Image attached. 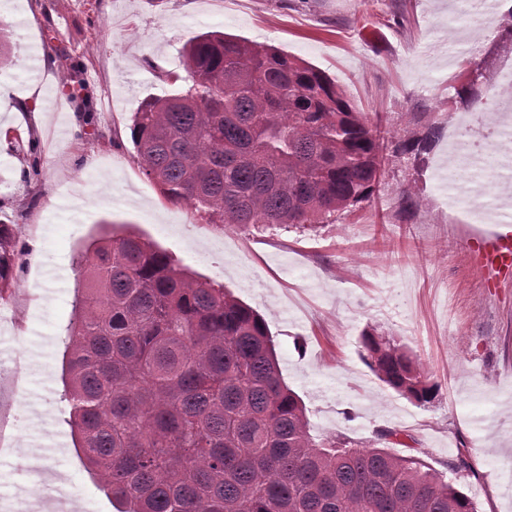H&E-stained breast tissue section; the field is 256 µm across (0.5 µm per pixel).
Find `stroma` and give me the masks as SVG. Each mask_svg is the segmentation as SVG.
<instances>
[{
	"instance_id": "1",
	"label": "stroma",
	"mask_w": 512,
	"mask_h": 512,
	"mask_svg": "<svg viewBox=\"0 0 512 512\" xmlns=\"http://www.w3.org/2000/svg\"><path fill=\"white\" fill-rule=\"evenodd\" d=\"M498 0H0L12 49L0 69V131H27L13 109L34 83L63 98L55 64L82 65L93 110L77 134L36 132L42 175L26 182L22 152L0 142V220L22 249L12 298L0 306V512H59L66 480L75 512H117L87 472L64 398L66 327L81 246L129 225L190 275L228 288L273 336L285 383L304 400L311 435L384 442L447 471L478 512H512V275L486 288L470 254L479 211L495 203L505 159L488 131L483 161L446 166L451 85L468 47L493 64L512 54L495 29ZM221 31L269 44L325 71L356 109L379 114L401 139L438 136L415 156L388 153L373 196L306 229L210 224L165 201L141 174L131 140L141 103L171 93L192 36ZM414 187L415 208L399 193ZM394 339L438 386L421 407L364 361L367 329ZM23 356L26 375L15 378Z\"/></svg>"
}]
</instances>
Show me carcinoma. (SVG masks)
I'll return each mask as SVG.
<instances>
[{"mask_svg": "<svg viewBox=\"0 0 512 512\" xmlns=\"http://www.w3.org/2000/svg\"><path fill=\"white\" fill-rule=\"evenodd\" d=\"M176 88L134 113L137 165L162 197L213 224H330L369 200L393 133L300 58L207 32L185 44ZM449 101L476 107L487 62ZM434 130L401 140L427 150ZM25 170L40 181L28 133ZM18 255L0 222V302ZM64 364L78 449L117 512H477L415 456L346 437L315 441L265 319L193 280L142 235L90 237ZM377 378L420 406L437 388L400 346L363 335Z\"/></svg>", "mask_w": 512, "mask_h": 512, "instance_id": "cac0c4a2", "label": "carcinoma"}]
</instances>
